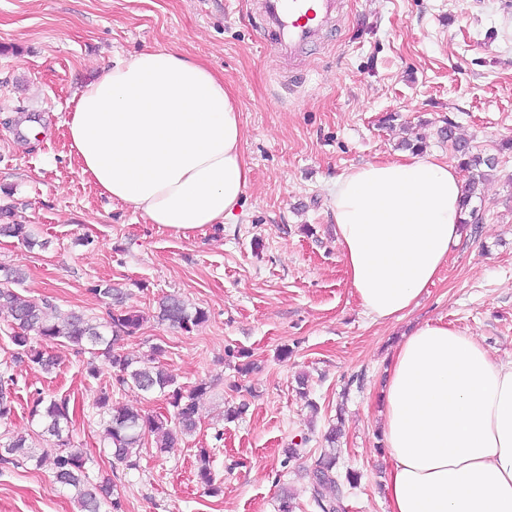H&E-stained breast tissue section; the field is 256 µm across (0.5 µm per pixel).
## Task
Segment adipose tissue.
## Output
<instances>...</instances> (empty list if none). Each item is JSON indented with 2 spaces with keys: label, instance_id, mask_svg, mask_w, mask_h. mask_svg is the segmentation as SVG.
Segmentation results:
<instances>
[{
  "label": "adipose tissue",
  "instance_id": "ef3b65f1",
  "mask_svg": "<svg viewBox=\"0 0 512 512\" xmlns=\"http://www.w3.org/2000/svg\"><path fill=\"white\" fill-rule=\"evenodd\" d=\"M70 152L99 195L188 235L239 209L249 180L235 92L192 56L152 48L79 87ZM463 182L436 155L370 162L337 178L329 210L350 284L373 320L434 283L463 228ZM388 512H512V359L426 322L384 385Z\"/></svg>",
  "mask_w": 512,
  "mask_h": 512
}]
</instances>
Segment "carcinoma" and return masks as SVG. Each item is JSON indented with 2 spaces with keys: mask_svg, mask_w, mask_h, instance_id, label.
I'll return each instance as SVG.
<instances>
[{
  "mask_svg": "<svg viewBox=\"0 0 512 512\" xmlns=\"http://www.w3.org/2000/svg\"><path fill=\"white\" fill-rule=\"evenodd\" d=\"M440 135L451 141L459 156V166L470 173L466 187L463 208L468 217L462 223L468 224L475 218V209L470 202L477 197L479 184L485 170L496 167V159L471 153L466 142L454 136V125L440 130ZM17 238L29 246L43 249L47 241H38L26 224H0V237ZM24 281L23 273L7 265L0 264V312L11 318V342L27 361L48 371L54 365L52 357L46 355L43 346L65 343L78 355H86L87 377L97 380L101 368L97 364L104 357L111 371V382L98 390L95 406L100 416L102 441L110 449L115 463L126 469L138 466L146 439L153 438L157 453L163 454L178 447L185 435L191 434L197 426L199 402L209 392L210 385L205 381L192 388L181 386L176 377L157 363L162 348L154 346L146 356H131L119 348L120 341L132 337L141 329L145 317L138 311L122 307L123 292L107 285L95 287L93 291L111 298L117 309L109 311L107 318L97 321L81 312L70 311L61 314L57 306L47 299L41 301L23 297L17 286ZM206 312L191 307L181 297L167 295L161 298L156 309V318L185 332L191 331L205 321ZM15 385L12 376H0V424L7 423L14 414L15 400L11 389ZM132 388L145 396L161 397L171 407L172 413L150 414L125 405L112 402V388ZM71 397H37L30 409V417L42 428V435L54 439L53 474L57 483L73 491L79 512H101L104 500H110L113 512H121V501L116 485L94 483L86 471L89 461L87 452L76 445L65 434L71 423ZM341 434L337 425L325 434L328 447L306 469V477L311 490V498L318 512H344L342 485L357 487L360 476L347 469L340 470L336 453V440ZM46 454L37 453L29 436L7 432L0 436V464L19 465L36 462L40 465ZM210 452L206 448L197 449V477L209 494H217L220 485L216 482L209 466Z\"/></svg>",
  "mask_w": 512,
  "mask_h": 512,
  "instance_id": "1",
  "label": "carcinoma"
}]
</instances>
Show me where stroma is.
Segmentation results:
<instances>
[{"label":"stroma","mask_w":512,"mask_h":512,"mask_svg":"<svg viewBox=\"0 0 512 512\" xmlns=\"http://www.w3.org/2000/svg\"><path fill=\"white\" fill-rule=\"evenodd\" d=\"M149 47L207 63L239 100L250 168L242 207L186 237L100 196L69 153L74 91L101 65ZM451 122L473 152L498 159L473 201L478 224L414 310L372 320L336 245L331 190L356 166L404 154V140L417 135L426 153L456 164L439 135ZM511 139L512 0H346L336 35L292 61L259 37L251 0H0V207L50 242L31 248L0 237V263L25 271L24 296L98 319L109 305L94 285L123 289L127 306L146 317L123 351L161 346V362L182 386L210 385L198 428L180 447L162 455L149 447L138 469L113 468L93 406L108 374L88 382L82 358L59 344L49 348L53 372L17 361L0 314V370L11 369L17 390L8 430L51 450L29 417L33 396L70 394L72 436L90 457L89 477H111L121 512H277L285 486L296 492L295 512H315L304 470L340 418V461L362 474L360 487L344 493L346 512H387L381 396L402 337L416 323L441 321L476 336L494 358H512ZM166 294L205 309L207 321L188 332L157 321ZM284 348L292 355L283 361ZM241 352L253 364L245 374ZM229 402L246 406L231 422ZM294 442L301 455L285 460ZM202 446L221 485L216 496L196 477ZM0 512L77 508L51 463L31 462L0 465Z\"/></svg>","instance_id":"35a3bbf8"}]
</instances>
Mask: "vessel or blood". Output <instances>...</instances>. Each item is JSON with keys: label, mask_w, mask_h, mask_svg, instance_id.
Segmentation results:
<instances>
[{"label": "vessel or blood", "mask_w": 512, "mask_h": 512, "mask_svg": "<svg viewBox=\"0 0 512 512\" xmlns=\"http://www.w3.org/2000/svg\"><path fill=\"white\" fill-rule=\"evenodd\" d=\"M341 0H254L255 29L281 55L321 44L336 22Z\"/></svg>", "instance_id": "obj_1"}]
</instances>
